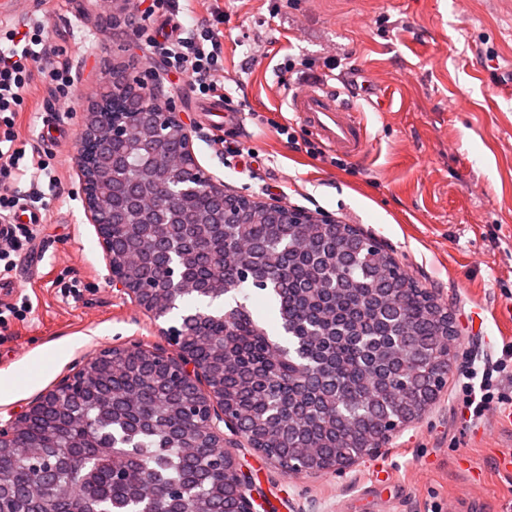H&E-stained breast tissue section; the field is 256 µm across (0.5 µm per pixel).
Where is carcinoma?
I'll return each instance as SVG.
<instances>
[{
  "label": "carcinoma",
  "mask_w": 512,
  "mask_h": 512,
  "mask_svg": "<svg viewBox=\"0 0 512 512\" xmlns=\"http://www.w3.org/2000/svg\"><path fill=\"white\" fill-rule=\"evenodd\" d=\"M135 94L128 83L112 85L97 122ZM130 121L115 178L159 175L171 188L188 181L190 169L159 165L183 148L181 132L161 136L136 114ZM194 206L195 224H142L133 213L112 225V262L138 248L143 265L125 275L163 286L170 244L194 251L187 273L195 289L174 294L159 317L185 301L230 299L215 318L181 316L180 338L253 448L320 473L423 417L437 380H448L456 332L448 308L388 250L360 243L349 224L276 214L258 201L240 206L236 224L217 222L213 198ZM252 292L277 311L284 338L248 306ZM79 375L84 389L40 402L13 445H0V484L9 489L0 512H142L139 484L160 508L184 487L190 512H237L224 477L229 453L209 445L181 381L157 370L149 349L104 351ZM48 468L51 492L29 498L26 486Z\"/></svg>",
  "instance_id": "obj_1"
}]
</instances>
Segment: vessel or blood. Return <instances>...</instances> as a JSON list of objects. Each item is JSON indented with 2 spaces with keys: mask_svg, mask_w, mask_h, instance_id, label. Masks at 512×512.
<instances>
[{
  "mask_svg": "<svg viewBox=\"0 0 512 512\" xmlns=\"http://www.w3.org/2000/svg\"><path fill=\"white\" fill-rule=\"evenodd\" d=\"M288 108L324 146L354 160L368 153L369 134L362 111L345 89L312 81L295 91Z\"/></svg>",
  "mask_w": 512,
  "mask_h": 512,
  "instance_id": "b4317fda",
  "label": "vessel or blood"
}]
</instances>
